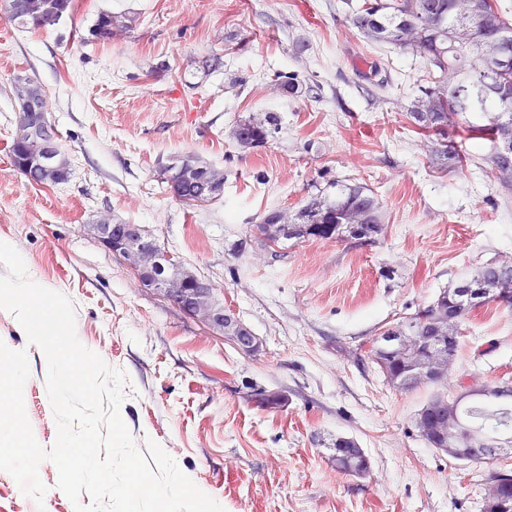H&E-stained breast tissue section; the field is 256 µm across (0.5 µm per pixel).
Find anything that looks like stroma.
<instances>
[{"instance_id": "1", "label": "stroma", "mask_w": 512, "mask_h": 512, "mask_svg": "<svg viewBox=\"0 0 512 512\" xmlns=\"http://www.w3.org/2000/svg\"><path fill=\"white\" fill-rule=\"evenodd\" d=\"M103 12L131 24L82 47ZM345 13L342 0H75L45 32L0 11V239L71 299L80 342L126 373L120 413L137 444H160L224 512H483L488 465L430 447L415 420L433 387L393 388L369 349L478 267L512 264V194L491 171L490 143L462 142L465 169L440 168L396 104L418 95L422 67L347 30ZM215 53L223 69L204 73ZM375 65L396 80L380 102L369 96ZM17 72L48 98L66 182L32 184L11 164ZM281 72L317 98L283 94ZM264 112L281 116L279 131L266 148L239 147L234 121ZM188 155L223 172L219 199L188 206L169 193L160 170ZM339 183L377 194L375 245L272 244L256 232L265 212L295 217ZM107 220L142 225L210 282L257 351L140 287L93 232ZM0 341L27 354L26 415L51 446L45 356L4 310ZM451 374L512 378V309L476 310ZM257 389L287 402L260 407ZM339 436L364 449L366 476L336 473ZM39 477L40 507L0 478V512H74L52 462Z\"/></svg>"}]
</instances>
